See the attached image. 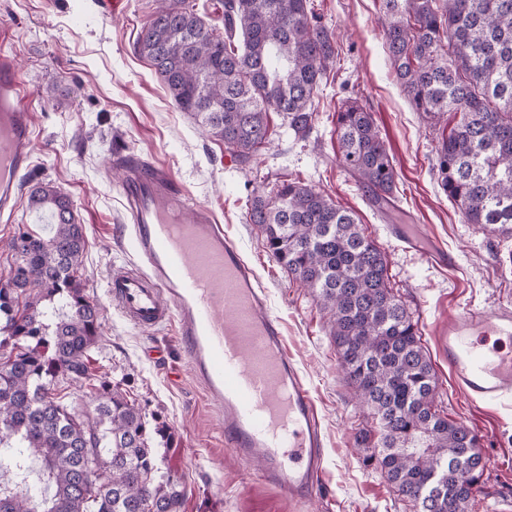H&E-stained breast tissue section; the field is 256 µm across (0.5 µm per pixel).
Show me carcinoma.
<instances>
[{
  "label": "carcinoma",
  "instance_id": "carcinoma-1",
  "mask_svg": "<svg viewBox=\"0 0 512 512\" xmlns=\"http://www.w3.org/2000/svg\"><path fill=\"white\" fill-rule=\"evenodd\" d=\"M383 35L412 108L455 121L436 148L438 180L465 222L512 225V0H380ZM222 24L202 28L196 0H157L137 37L175 106L246 164L271 137L269 114L297 134L311 127L314 96L336 64L335 33L309 0H222ZM336 158L394 206L396 172L372 113L358 101L336 112ZM28 206L54 218L50 236L22 231L15 266L0 282V512H180V484L160 470L140 407L106 378L78 413L54 396L88 377L101 335L98 308L78 269L83 226L69 198L33 187ZM249 223L285 272L309 288L354 397L365 412L356 441L413 512H470L483 473L477 435L437 401L435 371L417 322L389 286L385 252L359 217L294 179L254 197ZM445 474L428 480L438 463ZM39 482L28 483L32 472Z\"/></svg>",
  "mask_w": 512,
  "mask_h": 512
}]
</instances>
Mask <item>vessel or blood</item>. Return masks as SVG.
<instances>
[{
  "mask_svg": "<svg viewBox=\"0 0 512 512\" xmlns=\"http://www.w3.org/2000/svg\"><path fill=\"white\" fill-rule=\"evenodd\" d=\"M34 132L12 56L0 52V214H13L18 177L28 170ZM136 237L140 267L117 270L113 303L131 323L153 329L176 322L182 349L224 416V443L288 497L316 496L323 475V433L311 394L288 355L267 293L208 208L190 202L171 173L138 154L116 160ZM393 234L431 264L454 257L415 227ZM439 355L472 403L512 401V309L472 307L436 328Z\"/></svg>",
  "mask_w": 512,
  "mask_h": 512,
  "instance_id": "1",
  "label": "vessel or blood"
}]
</instances>
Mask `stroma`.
Wrapping results in <instances>:
<instances>
[{
	"label": "stroma",
	"mask_w": 512,
	"mask_h": 512,
	"mask_svg": "<svg viewBox=\"0 0 512 512\" xmlns=\"http://www.w3.org/2000/svg\"><path fill=\"white\" fill-rule=\"evenodd\" d=\"M155 7V0H0V51L19 65L34 130L16 216L0 222V278L14 263L9 243L18 229L49 235L46 215L27 200L36 184L55 186L83 226L79 275L100 308L102 332L89 372L119 385L147 421L166 424L170 438L159 451L161 467L184 490L180 512H412L369 466L372 449L355 444L363 411L343 379L325 312L247 221L255 195L300 179L354 210L387 253L391 281L432 357L439 399L449 417L480 438L484 473L472 512H496L512 501V410L469 403L438 357L433 335L436 324L466 306L512 305V240L487 238L440 189L436 145L442 129L413 110L396 81L375 0H310L321 25L338 36L336 64L314 98L312 129L294 135L282 115L271 114L270 142L245 166L173 105L149 61L136 52L138 33ZM348 98L370 109L394 161L396 208L385 216L372 210L364 188L336 159V110ZM130 151L169 169L193 202L207 206L264 285L321 417L323 483L312 500L288 499L225 446L222 419L209 406L174 327L139 329L112 304V267L137 263L114 166L117 155ZM392 224L419 225L454 255L455 266H433L390 235Z\"/></svg>",
	"instance_id": "35a3bbf8"
}]
</instances>
